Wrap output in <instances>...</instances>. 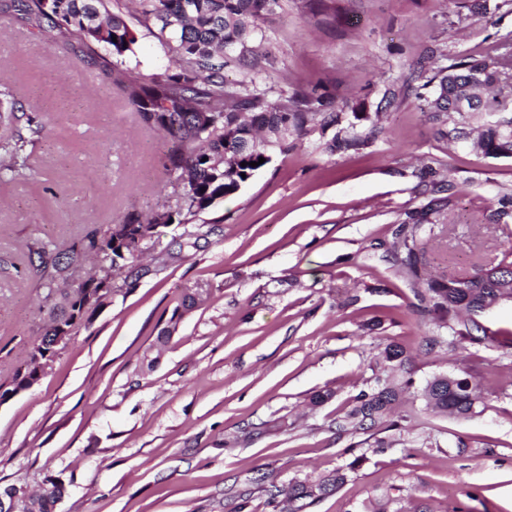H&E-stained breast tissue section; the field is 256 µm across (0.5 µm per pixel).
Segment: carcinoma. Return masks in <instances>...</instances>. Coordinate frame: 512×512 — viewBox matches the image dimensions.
<instances>
[{"label": "carcinoma", "instance_id": "obj_1", "mask_svg": "<svg viewBox=\"0 0 512 512\" xmlns=\"http://www.w3.org/2000/svg\"><path fill=\"white\" fill-rule=\"evenodd\" d=\"M124 0H6L0 12L13 9L25 16L30 26L39 31H52L65 38L78 35L93 50L96 65L112 71V59L134 52L137 29L154 34L165 53L175 62L173 73L144 77L139 72L123 73L129 101L135 106L143 124L173 137L176 148L169 156V171L185 182L184 206L176 213L157 212L142 220L130 216L123 224H111L91 235L81 248L71 249L66 260L51 261L50 279L65 278L68 269L92 256L116 272L134 262L143 243L157 234V229L172 223L194 224L201 214L214 205V200L236 193L237 185L246 182L263 164L251 163L264 158L270 148L284 137H299L309 132V124L324 98L295 93L283 102L269 104L256 89L232 90L224 84V68L234 64L248 51V41L259 29L264 14L274 10L279 0H129L133 13L122 10ZM512 72L501 48L484 56H468L447 67L437 69L427 80L434 85L433 96L425 98L424 110L432 112L443 123L455 116L482 120L474 147L488 158H512V126L493 121L491 116L512 112V96L504 90L512 83L505 74ZM0 125L7 133L0 136V171L10 179L24 178L32 170L31 147L41 136L35 125L18 107L8 89H0ZM424 217L414 219V228L402 241L404 256L399 258L402 271L419 276L426 265V242L418 236L417 227ZM201 234L183 231L174 247L160 258L166 265L181 258L186 248L199 247ZM488 270L479 269L467 278L454 276L426 281L430 306L426 313L448 328V344H497L512 348V339L501 342L476 316L484 313V303L501 300L512 302V262L504 261ZM112 289L106 278L92 277L81 288L60 290L48 313V322L35 353L27 356L8 388L0 387V403L9 400L18 385L36 384L47 359L43 346L66 328L84 321L87 303L94 299L97 308L105 306ZM196 304L190 293L182 295L171 311L166 325L158 333L164 344L183 316ZM382 362L375 377L376 386L360 391L352 408L338 418L341 430L359 434L378 425L400 429L397 420L389 419L402 386L397 377L411 374L405 347L390 343L381 352ZM428 410L436 414L466 418L474 412L480 395L469 373L438 374L422 389ZM364 461L355 457L340 467L314 480L294 479L288 486V503L276 478L265 473L260 477L268 502L285 512H304L315 500L336 492ZM65 493L64 482L49 478L40 492L30 496L35 512H55L56 502Z\"/></svg>", "mask_w": 512, "mask_h": 512}]
</instances>
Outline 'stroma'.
Here are the masks:
<instances>
[{
  "instance_id": "35a3bbf8",
  "label": "stroma",
  "mask_w": 512,
  "mask_h": 512,
  "mask_svg": "<svg viewBox=\"0 0 512 512\" xmlns=\"http://www.w3.org/2000/svg\"><path fill=\"white\" fill-rule=\"evenodd\" d=\"M137 38L119 68L165 72L158 39ZM507 40L512 0H281L255 56L224 78L255 84L273 105L317 91L340 123L315 118L206 211L203 250L129 286L113 276L111 304L73 328L38 384L0 404V486L35 490L61 476L55 512H273L262 474L314 479L349 463L352 445L364 462L305 512H372L386 496L394 512H512V350L439 342L441 328L418 311L423 284L392 254L408 213L426 209L428 274L512 261V223L495 216L512 193V159L448 140L423 109L426 71ZM1 75L45 127L31 177L0 181L7 386L47 322L37 247L64 252L130 214L178 210L184 183L168 169L170 142L142 124L81 40L0 15ZM339 132L361 145L328 152ZM195 290L203 302L158 346L172 307ZM391 342L410 352L413 384L401 430L374 428L387 446L373 453L335 420L373 386ZM461 369L482 395L474 414L427 411L426 381ZM327 389L333 398L312 405Z\"/></svg>"
}]
</instances>
